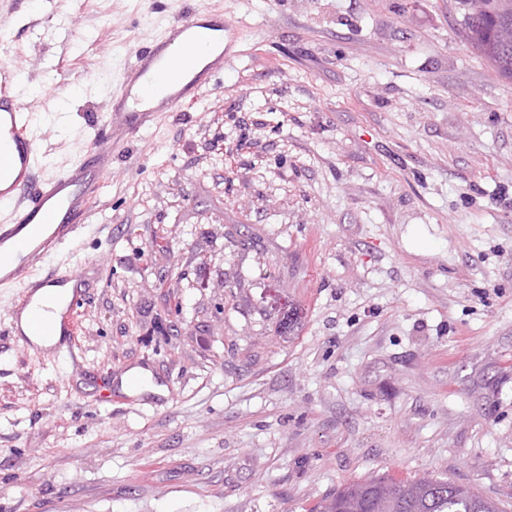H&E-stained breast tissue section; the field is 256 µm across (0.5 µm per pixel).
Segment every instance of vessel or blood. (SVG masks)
I'll return each instance as SVG.
<instances>
[{"label":"vessel or blood","mask_w":512,"mask_h":512,"mask_svg":"<svg viewBox=\"0 0 512 512\" xmlns=\"http://www.w3.org/2000/svg\"><path fill=\"white\" fill-rule=\"evenodd\" d=\"M232 37L227 25L199 12L172 21L125 71L111 97L108 127L89 146L92 161L40 182L32 117L12 89L13 66L0 65V203L13 206L9 222L0 224V285L23 287L17 307L26 313L27 327L16 332L20 343L28 346L46 335L41 305L25 283L46 253L81 235L117 146L113 131L133 137L158 113L180 111L188 96L206 86L209 74L223 70Z\"/></svg>","instance_id":"vessel-or-blood-1"}]
</instances>
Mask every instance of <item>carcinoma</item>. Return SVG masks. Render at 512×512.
<instances>
[{
    "instance_id": "cac0c4a2",
    "label": "carcinoma",
    "mask_w": 512,
    "mask_h": 512,
    "mask_svg": "<svg viewBox=\"0 0 512 512\" xmlns=\"http://www.w3.org/2000/svg\"><path fill=\"white\" fill-rule=\"evenodd\" d=\"M462 28L468 43L498 73L512 78V44L500 39L501 29L512 26V0H483L474 13L470 0H458ZM315 512H500L499 506L471 488L434 478L397 481L374 477L349 484L325 499Z\"/></svg>"
}]
</instances>
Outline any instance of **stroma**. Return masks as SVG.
<instances>
[{
  "instance_id": "1",
  "label": "stroma",
  "mask_w": 512,
  "mask_h": 512,
  "mask_svg": "<svg viewBox=\"0 0 512 512\" xmlns=\"http://www.w3.org/2000/svg\"><path fill=\"white\" fill-rule=\"evenodd\" d=\"M220 10L238 54L121 141L71 348L0 287V512H311L441 477L512 512V79L455 0H0L41 175L137 50ZM142 365L159 392L112 406Z\"/></svg>"
}]
</instances>
